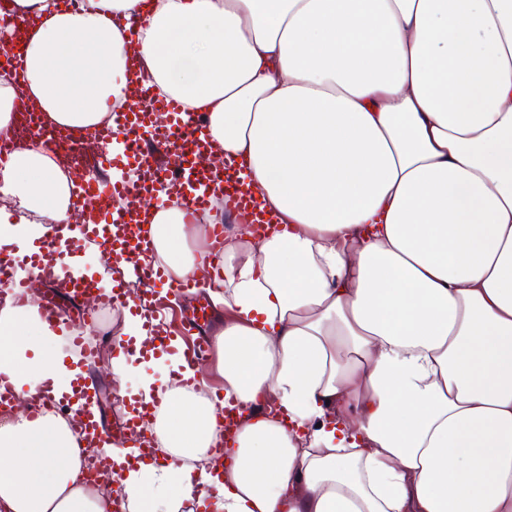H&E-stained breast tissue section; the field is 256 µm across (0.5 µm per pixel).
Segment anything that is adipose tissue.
<instances>
[{
  "instance_id": "ef3b65f1",
  "label": "adipose tissue",
  "mask_w": 512,
  "mask_h": 512,
  "mask_svg": "<svg viewBox=\"0 0 512 512\" xmlns=\"http://www.w3.org/2000/svg\"><path fill=\"white\" fill-rule=\"evenodd\" d=\"M26 70L0 71V132L34 102L82 134L138 81L199 112L214 158L273 222L204 224L144 202V262L205 280L214 372L241 417L182 386L151 430L182 466L102 436L125 512H512V0H6ZM141 18L135 38L117 21ZM0 244L75 237L59 158L26 143L0 169ZM35 297L0 308V512H112L61 417L80 371ZM205 490L193 494L194 485Z\"/></svg>"
}]
</instances>
